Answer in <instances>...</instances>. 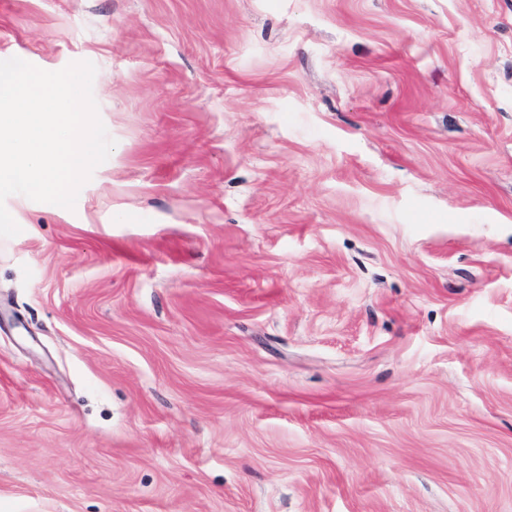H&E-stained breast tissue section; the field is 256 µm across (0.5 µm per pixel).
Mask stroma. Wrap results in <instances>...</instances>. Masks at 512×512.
Instances as JSON below:
<instances>
[{"mask_svg":"<svg viewBox=\"0 0 512 512\" xmlns=\"http://www.w3.org/2000/svg\"><path fill=\"white\" fill-rule=\"evenodd\" d=\"M96 68L10 196L0 512H512V0H0Z\"/></svg>","mask_w":512,"mask_h":512,"instance_id":"35a3bbf8","label":"stroma"}]
</instances>
